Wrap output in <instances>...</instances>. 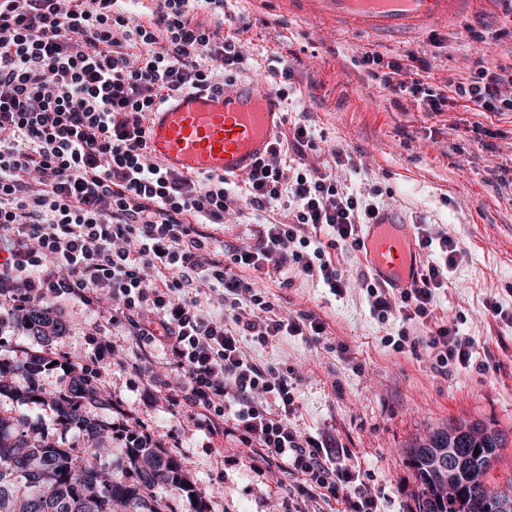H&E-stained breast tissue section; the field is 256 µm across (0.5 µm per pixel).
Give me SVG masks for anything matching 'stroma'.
Masks as SVG:
<instances>
[{"mask_svg": "<svg viewBox=\"0 0 512 512\" xmlns=\"http://www.w3.org/2000/svg\"><path fill=\"white\" fill-rule=\"evenodd\" d=\"M237 22L247 25L248 57L239 80L270 78L289 68L284 105L287 123L310 126L323 139L320 153L305 161L334 165L341 150L348 165L334 166L337 179L353 190L380 187L382 208L410 224L447 233L463 253L450 283L436 300V316L458 321L475 343L469 368L443 370L430 349L385 344L407 328L426 335L419 323L398 317L378 322L357 280L364 267L354 252L341 256L351 282L340 296L295 275L289 287L266 277L258 285L277 294L288 311L314 312L326 325L319 343L287 337L262 352L288 363L300 375L303 432L336 440L378 497L381 512H410L417 487L408 450L431 429L464 418L482 422L507 438L492 479L512 478V324L486 316L487 301L512 313V112H467L462 107L430 112L395 107L394 91L373 82L360 65L362 53L384 61L414 53L432 58L430 81L457 82L463 61L512 65V0L478 5L463 18L401 42L371 40L307 18L288 16L277 0H232ZM486 22L484 40L468 37V26ZM53 312L67 326L47 342L26 338L19 318L0 325L10 355L26 358L80 357L90 353L86 338L108 315L77 301ZM107 400L89 405L105 424L121 420L149 436L150 446L175 457L195 492L211 512H290L295 480L286 471L253 472L233 442L223 450L206 447L192 422L172 418L165 399L145 403L120 367L106 383ZM0 416L24 422L31 436H47L63 446L88 447L82 431L61 430L52 410L40 402L0 396Z\"/></svg>", "mask_w": 512, "mask_h": 512, "instance_id": "stroma-1", "label": "stroma"}]
</instances>
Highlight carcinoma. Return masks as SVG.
Instances as JSON below:
<instances>
[{"label":"carcinoma","mask_w":512,"mask_h":512,"mask_svg":"<svg viewBox=\"0 0 512 512\" xmlns=\"http://www.w3.org/2000/svg\"><path fill=\"white\" fill-rule=\"evenodd\" d=\"M26 336L46 340L60 336L65 324L48 308L36 305L23 319ZM50 360L0 356V395L47 404L63 429L76 428L93 439L89 449L63 448L45 437L26 436L13 419L0 417V512H114L122 503L128 512H179L158 495L165 487L186 493L194 512H210L180 470L175 458L147 443L127 452L126 477L104 483L95 461L110 453L102 442V421L89 415L87 403L104 398L74 375L60 392L47 393L37 382ZM23 373L28 384L17 389L9 378ZM506 437L480 422L455 420L438 427L410 449V465L418 479L411 512H512V478L503 487L490 473ZM479 454H474V451Z\"/></svg>","instance_id":"1"}]
</instances>
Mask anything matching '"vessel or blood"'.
Segmentation results:
<instances>
[{
  "label": "vessel or blood",
  "mask_w": 512,
  "mask_h": 512,
  "mask_svg": "<svg viewBox=\"0 0 512 512\" xmlns=\"http://www.w3.org/2000/svg\"><path fill=\"white\" fill-rule=\"evenodd\" d=\"M290 12L338 24L370 36L399 37L447 25L474 0H284ZM285 121L276 90L263 80L234 82L223 92H183L147 120L148 149L174 172L250 173L269 156ZM358 255L370 274L395 293L412 288L423 256L414 225L388 211L364 225Z\"/></svg>",
  "instance_id": "1"
}]
</instances>
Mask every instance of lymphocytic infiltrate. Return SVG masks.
Wrapping results in <instances>:
<instances>
[{
	"label": "lymphocytic infiltrate",
	"instance_id": "lymphocytic-infiltrate-1",
	"mask_svg": "<svg viewBox=\"0 0 512 512\" xmlns=\"http://www.w3.org/2000/svg\"><path fill=\"white\" fill-rule=\"evenodd\" d=\"M116 0H0V308L21 315L61 299L108 306L109 323L134 344L122 357L103 328L91 355L59 361L102 387L123 368L146 397L165 394L173 417L189 416L207 438L252 449L255 472L284 464L297 495L341 504V512H380L379 498L349 464L347 449L301 433L299 375L258 357L286 336L317 343L326 326L311 312H285L257 279L295 273L343 295L349 279L332 257L357 250L363 225L380 212L373 192H353L331 169L304 164L320 151L294 124L242 183L192 178L151 161L145 120L186 90L220 92L244 61L242 29L226 0H148L140 18ZM215 4L220 18L200 17ZM232 32H224V25ZM360 63L379 86L407 94L431 112L460 104L512 112V89L491 68L465 71L457 84L424 83L433 63L407 55ZM250 214L254 243L217 251L214 227ZM425 256L418 284L397 295L361 274L372 315L428 322L422 345L441 367L467 368L474 342L435 315L458 248L429 225L417 227ZM165 352L169 373L151 365Z\"/></svg>",
	"mask_w": 512,
	"mask_h": 512
}]
</instances>
